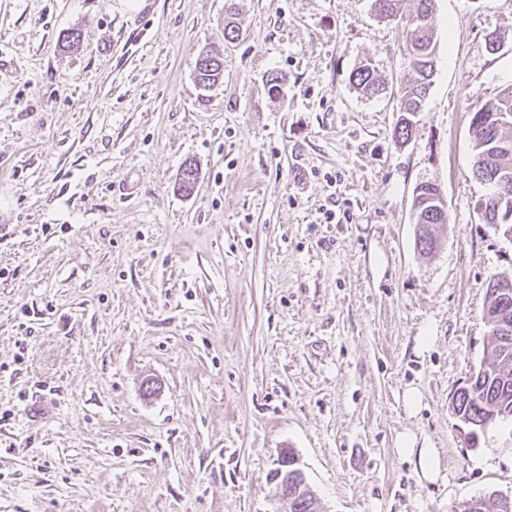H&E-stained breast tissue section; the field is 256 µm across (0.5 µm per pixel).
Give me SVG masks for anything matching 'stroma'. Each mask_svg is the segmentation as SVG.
Segmentation results:
<instances>
[{
    "mask_svg": "<svg viewBox=\"0 0 512 512\" xmlns=\"http://www.w3.org/2000/svg\"><path fill=\"white\" fill-rule=\"evenodd\" d=\"M128 2L0 0V512H289L288 450L326 512L512 495V421L471 444L450 411L512 275L470 132L512 88V0H436L404 144L408 28L373 0H235L232 41L226 0ZM366 62L381 95L353 85ZM424 181L447 204L430 255ZM224 71V59L219 54L206 52L202 58L199 54L196 62V80L200 86L214 84ZM417 208L414 210L415 224H423L417 235V246L421 252L430 253L436 247L434 229L437 224H446V215L439 209V204L434 201L429 188H420L417 194ZM416 441L412 437H404L400 443V449L411 461H414V468L423 480L434 482L437 480L439 470V459L434 448H416Z\"/></svg>",
    "mask_w": 512,
    "mask_h": 512,
    "instance_id": "stroma-1",
    "label": "stroma"
}]
</instances>
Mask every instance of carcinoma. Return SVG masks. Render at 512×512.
<instances>
[{"mask_svg":"<svg viewBox=\"0 0 512 512\" xmlns=\"http://www.w3.org/2000/svg\"><path fill=\"white\" fill-rule=\"evenodd\" d=\"M379 15L387 20L399 19L400 0H374ZM435 0H417V8L410 21L411 36L406 42L405 53L415 76L404 87L400 97V116L394 129L395 138L401 143L409 141L414 122L412 117L421 111L431 77L434 73L436 41L434 39L433 12ZM224 71V59L210 51L197 58L196 80L203 87L215 83ZM356 88L365 94L379 93L380 85L369 65L364 64L352 74ZM475 161L473 174L490 187L481 203L485 223L495 221L494 202L499 192L512 196V118L497 125L478 123L474 127ZM416 223L422 225L417 235V246L424 253L436 247L434 229L446 223V215L439 209L427 189L417 194L414 210ZM512 309V297L504 299L487 287V304L484 320L491 329V345L484 354L477 372L465 386L454 394L452 415L466 428L477 434L512 413V327L503 328L494 323L499 308ZM281 494L291 505V512H312L311 499L296 493V479H288V486L281 487Z\"/></svg>","mask_w":512,"mask_h":512,"instance_id":"cac0c4a2","label":"carcinoma"}]
</instances>
